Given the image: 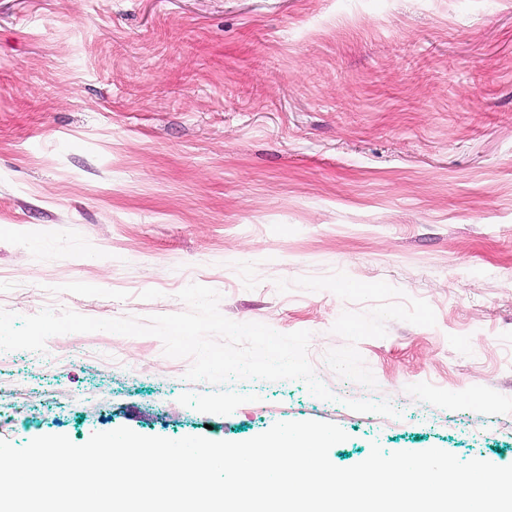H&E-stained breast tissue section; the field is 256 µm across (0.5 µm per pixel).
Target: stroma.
Masks as SVG:
<instances>
[{"label": "stroma", "mask_w": 512, "mask_h": 512, "mask_svg": "<svg viewBox=\"0 0 512 512\" xmlns=\"http://www.w3.org/2000/svg\"><path fill=\"white\" fill-rule=\"evenodd\" d=\"M190 283L311 332L335 401L202 413L158 338L73 333L0 352V439L312 419L343 468L512 464V0H0V309L143 320Z\"/></svg>", "instance_id": "stroma-1"}]
</instances>
